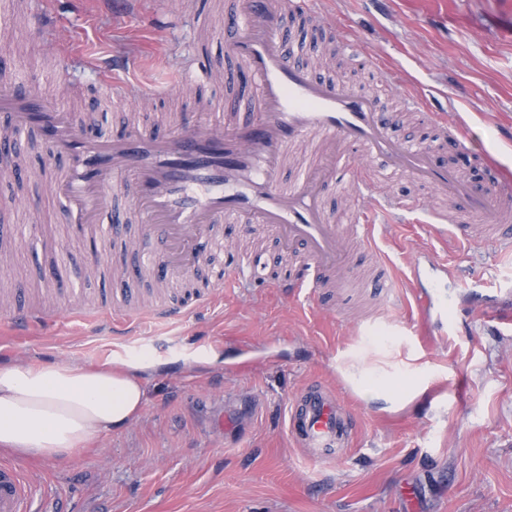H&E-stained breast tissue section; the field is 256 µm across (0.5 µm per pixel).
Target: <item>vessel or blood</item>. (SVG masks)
Here are the masks:
<instances>
[{"label": "vessel or blood", "mask_w": 512, "mask_h": 512, "mask_svg": "<svg viewBox=\"0 0 512 512\" xmlns=\"http://www.w3.org/2000/svg\"><path fill=\"white\" fill-rule=\"evenodd\" d=\"M314 15L310 0H240L225 14L224 57L240 83L224 100L219 131L185 119L162 135L134 126L112 134L98 128L93 114L68 112L56 96L1 83L0 114H7L9 126L0 132V172L28 176L21 146L29 133H38L49 155L43 179L68 225L94 238L107 225L117 237L135 220L142 242L161 243V250L145 255L140 274L147 280L188 279L222 243L225 225L260 224L275 232L282 253L305 249L296 265L273 272L274 287L317 294L336 287L346 256L329 197L344 185L336 176L340 170L359 186L351 214L365 242H372L381 212H414L409 199L390 200L375 190L378 178L400 174L448 195L450 211L435 220L456 240L467 241L471 221L480 218L496 242L511 245L506 200L512 172L497 167L487 186L463 182L437 151L448 141L465 148L468 125L448 122L417 99L413 105L429 141L402 138L395 132L397 113L354 87L314 75L304 62L307 44L284 23ZM302 144L311 148L309 161L281 181L292 150ZM125 173L131 181L120 182ZM119 197L127 207L113 206ZM257 280L251 266H224L231 287L250 288ZM116 301L114 314L163 322L184 320L200 305L196 299L148 304L132 293ZM5 314L20 335L31 324L50 321L37 309L9 308ZM355 430L340 395L322 386H307L290 403L289 434L309 459H336ZM0 512H34L29 477L7 461L0 462Z\"/></svg>", "instance_id": "obj_1"}]
</instances>
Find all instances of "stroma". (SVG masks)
I'll list each match as a JSON object with an SVG mask.
<instances>
[{"instance_id": "obj_1", "label": "stroma", "mask_w": 512, "mask_h": 512, "mask_svg": "<svg viewBox=\"0 0 512 512\" xmlns=\"http://www.w3.org/2000/svg\"><path fill=\"white\" fill-rule=\"evenodd\" d=\"M36 0H10L0 21V76L39 87L81 109L92 107L99 65L122 61L127 111L167 131L178 115L214 122L224 98V13L234 0H50L55 52L30 25ZM326 25L345 28L353 62L317 42L309 62L320 74L359 85L403 113L398 133L424 132L410 97L449 119L466 120L474 148L512 167V0H315ZM217 74L201 91L180 86L198 60ZM34 174L24 189L0 177V309L46 297L66 309L82 297L108 300L112 277L137 264L135 248L91 238L63 224L38 178L47 162L38 140L23 146ZM376 251L342 240L353 288L311 299L276 288H227L177 323L143 320L116 331L75 321L0 337V365L83 364L145 357L148 402L128 427L72 460L15 458L28 474L39 512H512V261L470 226L459 244L425 224L385 222ZM385 255L397 277L390 296L363 287ZM421 255L439 268L406 280ZM441 284L452 303L442 326L423 317L420 297ZM310 384L346 390L357 428L338 459L310 462L288 432V407ZM413 500H405L404 488Z\"/></svg>"}]
</instances>
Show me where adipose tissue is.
Instances as JSON below:
<instances>
[{"label": "adipose tissue", "mask_w": 512, "mask_h": 512, "mask_svg": "<svg viewBox=\"0 0 512 512\" xmlns=\"http://www.w3.org/2000/svg\"><path fill=\"white\" fill-rule=\"evenodd\" d=\"M147 368L144 362L86 367L70 357L0 365V451L70 459L140 416Z\"/></svg>", "instance_id": "adipose-tissue-1"}]
</instances>
